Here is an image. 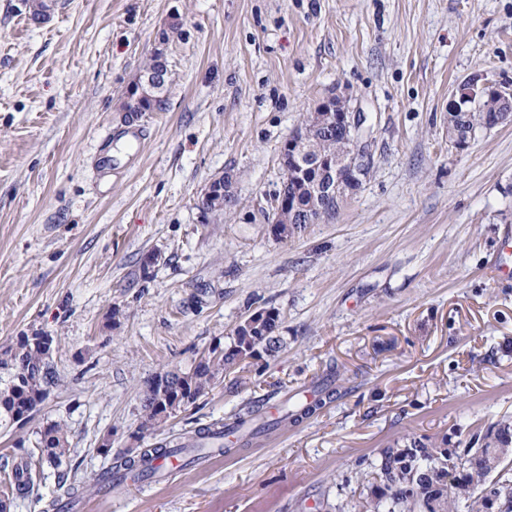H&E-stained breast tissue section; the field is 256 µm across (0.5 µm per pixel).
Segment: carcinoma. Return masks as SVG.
Returning <instances> with one entry per match:
<instances>
[{
  "mask_svg": "<svg viewBox=\"0 0 512 512\" xmlns=\"http://www.w3.org/2000/svg\"><path fill=\"white\" fill-rule=\"evenodd\" d=\"M496 109L493 97L458 108L448 109V127L458 129L461 135L473 130L477 118L460 122L453 112H488ZM305 166L300 184L294 187L290 208L282 211V231L293 233L317 216L328 222L336 218L340 206L331 204L323 214L318 208L323 202L313 199L311 188L324 180L323 162L336 157L341 144L336 136L309 130L304 145ZM264 316L254 324L241 322L233 331V342L227 348L215 345L209 348L190 372L167 371L148 384L141 398L140 429L154 428L194 402L215 384L218 377L232 373L246 360L271 357L285 348L284 337L278 334L280 314L273 309H262ZM9 374V380L0 388V430L11 429L16 418L36 412L49 396V389L58 381L52 355L41 342L20 336L14 345L0 352V371ZM327 375L318 385L320 398L307 402L303 399L284 400L278 405L283 412L281 422L297 423L313 415L321 404V396L330 395ZM224 424L215 422L200 428L186 440L174 445L162 444L154 448H138L123 461L117 473H135L149 476L145 460L155 456H191L209 448L223 447ZM505 448L512 453V424L502 423L492 438L477 437L468 448H450L448 441L407 435L380 451L373 463L374 482L370 493L360 502L361 512H458L460 500H465V512H488L480 489L491 483L488 460L478 458L480 448ZM67 430L64 424L54 422L38 432L36 446L13 457L12 464L3 466L0 479V512H8L10 497L22 496L33 490V463H48L58 470V482L67 486V495L76 497L75 487L67 485L72 470L68 455ZM455 455L460 469L448 475V460ZM466 489L463 495L448 491V481Z\"/></svg>",
  "mask_w": 512,
  "mask_h": 512,
  "instance_id": "carcinoma-1",
  "label": "carcinoma"
}]
</instances>
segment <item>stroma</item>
Masks as SVG:
<instances>
[{"label":"stroma","instance_id":"1","mask_svg":"<svg viewBox=\"0 0 512 512\" xmlns=\"http://www.w3.org/2000/svg\"><path fill=\"white\" fill-rule=\"evenodd\" d=\"M166 108L120 105L158 37ZM512 83V0H0V350L53 338L59 374L0 464L65 424L84 512H353L359 461L410 434L468 447L512 422V122L448 139L462 81ZM351 96L371 165L330 222L280 238V148ZM232 178L206 219L195 203ZM281 314L276 356L141 429L148 382ZM336 373L324 407L163 483L96 480L132 448L231 422L279 388ZM112 450L102 454L103 441Z\"/></svg>","mask_w":512,"mask_h":512}]
</instances>
